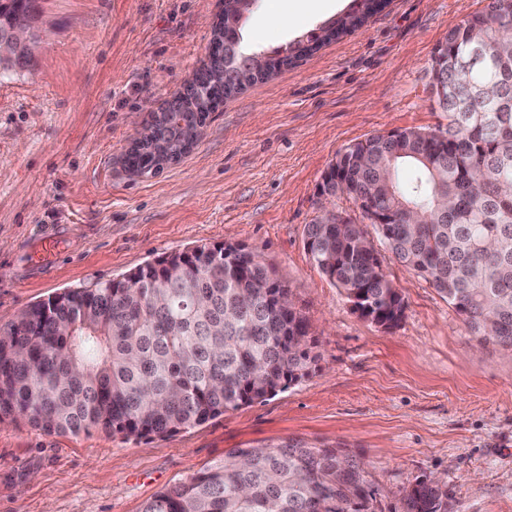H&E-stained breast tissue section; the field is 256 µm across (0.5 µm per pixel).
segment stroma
<instances>
[{"label": "stroma", "instance_id": "35a3bbf8", "mask_svg": "<svg viewBox=\"0 0 512 512\" xmlns=\"http://www.w3.org/2000/svg\"><path fill=\"white\" fill-rule=\"evenodd\" d=\"M487 0H389L354 32L226 98L189 154L157 174L124 156L208 54L224 0H41L51 24L32 64L0 76V324L67 289L227 240L261 256L312 326L308 377L167 437L47 435L0 422V512H141L233 448L289 439L362 456L369 512H401L421 479L448 512H512V353L478 342L384 245L399 326L361 318L312 263L307 224L346 146L447 125L430 78L450 28ZM352 0H257L253 48H286ZM54 236L60 251L35 268Z\"/></svg>", "mask_w": 512, "mask_h": 512}]
</instances>
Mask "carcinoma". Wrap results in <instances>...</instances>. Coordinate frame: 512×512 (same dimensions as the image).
I'll list each match as a JSON object with an SVG mask.
<instances>
[{
	"label": "carcinoma",
	"mask_w": 512,
	"mask_h": 512,
	"mask_svg": "<svg viewBox=\"0 0 512 512\" xmlns=\"http://www.w3.org/2000/svg\"><path fill=\"white\" fill-rule=\"evenodd\" d=\"M385 0H363L361 13L328 22L330 41L361 27ZM38 0H7L0 27L25 25L37 35ZM247 17L224 38L236 45L229 66L245 62ZM483 27L489 66L448 67L446 128L397 129L344 148L319 192L361 198L377 185L380 242L406 269L429 282L471 335L512 352V82L492 97L479 89L512 77L496 57L512 40V0L486 7L448 30L439 46L453 60L469 30ZM313 47L297 39L273 69ZM21 50L0 70L29 66ZM223 57L210 50L191 82L174 95L167 122L150 123L168 141L180 121L196 120L233 95L214 74ZM418 210L424 219L406 220ZM305 249L320 272L360 315L386 329L399 325L404 300L381 267L364 225L327 218L306 225ZM285 288L243 246L200 245L174 252L92 288L66 289L30 305L0 326V420L51 434L95 428L124 438L170 436L229 410L263 401L310 374L315 356L307 318L286 303ZM374 489L359 457L343 448L290 439L234 448L200 473L160 491L143 512H368ZM402 512H448L441 481L419 480L401 498Z\"/></svg>",
	"instance_id": "1"
}]
</instances>
